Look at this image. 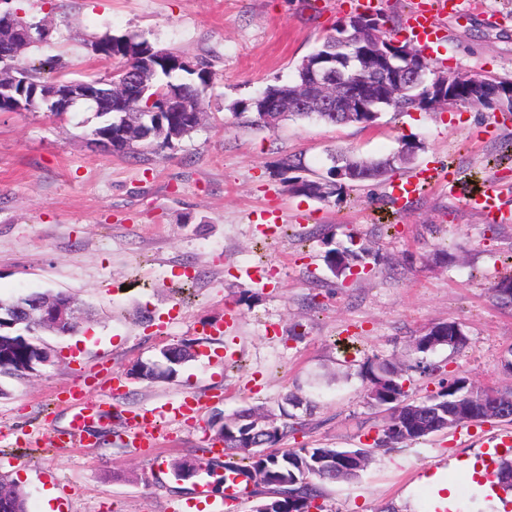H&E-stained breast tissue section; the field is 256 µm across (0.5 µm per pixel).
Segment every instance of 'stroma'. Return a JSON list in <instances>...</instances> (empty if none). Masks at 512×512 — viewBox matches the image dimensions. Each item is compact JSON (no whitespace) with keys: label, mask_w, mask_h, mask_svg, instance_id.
I'll return each instance as SVG.
<instances>
[{"label":"stroma","mask_w":512,"mask_h":512,"mask_svg":"<svg viewBox=\"0 0 512 512\" xmlns=\"http://www.w3.org/2000/svg\"><path fill=\"white\" fill-rule=\"evenodd\" d=\"M51 25V45L31 60L63 56L66 77L110 71L88 46L108 34H139L156 48L209 62L214 83L191 135L131 157L94 149L98 120L80 102L56 116L0 112V299L63 293L86 309L76 332L41 333L52 364L1 378L0 478L29 494H58L59 512H172L196 494L175 464L209 458L211 422L244 408L301 421L277 446L369 449L353 480L322 486L323 512H439L427 473L452 461L492 465L490 439L508 425L464 423L390 449L373 447L386 412L364 398L362 372L376 359L409 370L411 396L439 389L442 375L512 389V305L492 290L512 277V115L468 104L404 114L374 126L287 121L251 126L232 106L290 81L297 65L353 14L346 0H25ZM432 56L438 70L512 77V0H462ZM420 145L393 172L401 179L436 161L459 179L500 193L496 218L440 185L390 205L388 182H365L320 201L295 193L277 161L301 155L305 178L325 177L329 155L381 158ZM370 248L364 273L334 275L329 250ZM455 322L467 343L416 352V336ZM189 342L197 352L176 378L127 371ZM80 386L108 404L78 448H55L71 409L58 392ZM196 421L167 422L156 458L125 438L130 414L184 397Z\"/></svg>","instance_id":"35a3bbf8"}]
</instances>
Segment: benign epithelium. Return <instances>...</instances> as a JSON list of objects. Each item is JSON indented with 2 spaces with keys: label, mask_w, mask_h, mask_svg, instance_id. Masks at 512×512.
Returning a JSON list of instances; mask_svg holds the SVG:
<instances>
[{
  "label": "benign epithelium",
  "mask_w": 512,
  "mask_h": 512,
  "mask_svg": "<svg viewBox=\"0 0 512 512\" xmlns=\"http://www.w3.org/2000/svg\"><path fill=\"white\" fill-rule=\"evenodd\" d=\"M344 28L357 31V40L351 52L335 59L313 58L304 63L305 79L292 93L257 101L260 112H346L352 118L365 115L379 116L381 107L405 94L424 74L423 59L418 50L398 40L386 39L379 32L377 18L372 15H357L343 24ZM0 33L16 39L24 47L35 39L46 40L50 28L42 25L37 32L17 27L13 15L0 13ZM150 77V66L146 65L122 81H100L77 86L71 83H56L44 94V106L53 112H65L72 105L83 101L89 103L110 101L108 112H121L125 99L136 86H143ZM482 76L462 70L433 71L427 98L421 106L427 110L448 103H462L464 99L448 92V88L459 84L478 87ZM0 102L13 112H24L28 108L22 89L17 87V77L12 69L0 70ZM93 145L102 151H112V126L95 127L91 130ZM41 322L50 327L68 325L78 317L71 298L57 300L44 297L39 303ZM488 390L469 389L468 404L462 412L453 413L454 421L471 419L484 408Z\"/></svg>",
  "instance_id": "7a95c632"
}]
</instances>
